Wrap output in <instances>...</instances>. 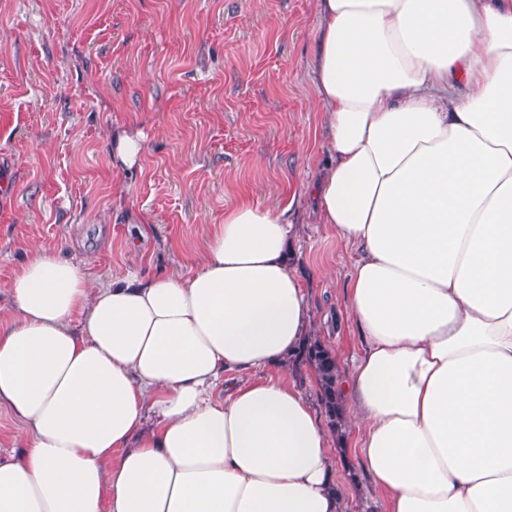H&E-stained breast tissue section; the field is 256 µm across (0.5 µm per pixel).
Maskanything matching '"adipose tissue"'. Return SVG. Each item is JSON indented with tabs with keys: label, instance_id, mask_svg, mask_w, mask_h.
Returning a JSON list of instances; mask_svg holds the SVG:
<instances>
[{
	"label": "adipose tissue",
	"instance_id": "adipose-tissue-1",
	"mask_svg": "<svg viewBox=\"0 0 512 512\" xmlns=\"http://www.w3.org/2000/svg\"><path fill=\"white\" fill-rule=\"evenodd\" d=\"M363 351L340 384L388 512H512V0H317ZM284 210L239 202L188 270L91 280L34 247L0 311V512H341L331 440L280 373L310 335ZM266 370L227 397L225 371ZM21 427L13 415L0 408V457L18 456L25 448L20 439Z\"/></svg>",
	"mask_w": 512,
	"mask_h": 512
}]
</instances>
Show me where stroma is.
<instances>
[{"instance_id": "obj_1", "label": "stroma", "mask_w": 512, "mask_h": 512, "mask_svg": "<svg viewBox=\"0 0 512 512\" xmlns=\"http://www.w3.org/2000/svg\"><path fill=\"white\" fill-rule=\"evenodd\" d=\"M315 0H0V308L31 249L95 280L188 261L243 198L289 207L290 259L314 334L348 375V248L306 190L326 160L315 105ZM137 129L142 158L112 165ZM357 430L333 432L343 512H386Z\"/></svg>"}]
</instances>
